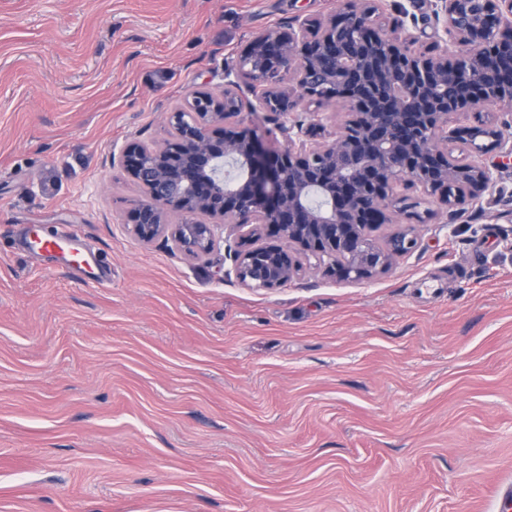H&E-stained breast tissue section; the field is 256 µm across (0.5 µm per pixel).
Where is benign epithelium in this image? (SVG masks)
<instances>
[{
  "instance_id": "obj_1",
  "label": "benign epithelium",
  "mask_w": 512,
  "mask_h": 512,
  "mask_svg": "<svg viewBox=\"0 0 512 512\" xmlns=\"http://www.w3.org/2000/svg\"><path fill=\"white\" fill-rule=\"evenodd\" d=\"M377 11V0H350L256 35L224 71L222 94L196 90L166 113L169 140L125 144L112 160L142 189L131 234L199 259L215 224H234L244 232L224 277L246 288H280L311 261L340 281L370 280L419 244L414 224L375 241L404 211L398 189L452 216L491 192L494 173L473 155L504 145L501 130L483 121L462 136L448 115L512 107V0H433L441 35L426 53L396 33L404 21L376 24ZM242 82L282 119L280 148L244 124ZM330 106L342 114L334 129L323 123ZM457 142L468 154L454 153Z\"/></svg>"
}]
</instances>
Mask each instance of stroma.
Returning <instances> with one entry per match:
<instances>
[{"label": "stroma", "mask_w": 512, "mask_h": 512, "mask_svg": "<svg viewBox=\"0 0 512 512\" xmlns=\"http://www.w3.org/2000/svg\"><path fill=\"white\" fill-rule=\"evenodd\" d=\"M346 0H0V512H502L512 160L388 273L274 291L132 236L113 148L221 91L252 35ZM247 126L283 136L248 83ZM77 235L96 281L27 248Z\"/></svg>", "instance_id": "stroma-1"}]
</instances>
